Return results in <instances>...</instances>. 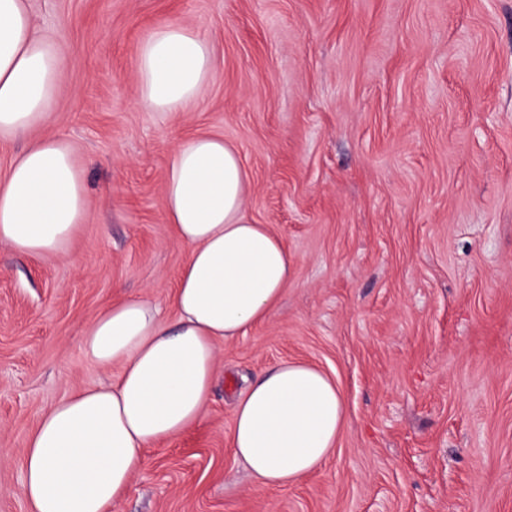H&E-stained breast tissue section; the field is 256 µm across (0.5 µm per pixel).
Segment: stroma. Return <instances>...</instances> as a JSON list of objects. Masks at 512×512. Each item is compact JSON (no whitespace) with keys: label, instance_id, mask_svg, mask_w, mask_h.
Returning a JSON list of instances; mask_svg holds the SVG:
<instances>
[{"label":"stroma","instance_id":"obj_1","mask_svg":"<svg viewBox=\"0 0 512 512\" xmlns=\"http://www.w3.org/2000/svg\"><path fill=\"white\" fill-rule=\"evenodd\" d=\"M67 63L49 130L88 209L67 256L0 248V512H28L40 415L114 378L82 331L119 298L166 303L188 257L163 206L173 147L235 144L246 217L292 277L266 322L218 346L195 427L146 449L117 512H512V0H27ZM177 20L220 75L189 112L137 104L136 51ZM288 359L337 383L323 468L279 489L236 459L235 405Z\"/></svg>","mask_w":512,"mask_h":512}]
</instances>
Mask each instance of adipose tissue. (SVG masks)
<instances>
[{
  "instance_id": "obj_1",
  "label": "adipose tissue",
  "mask_w": 512,
  "mask_h": 512,
  "mask_svg": "<svg viewBox=\"0 0 512 512\" xmlns=\"http://www.w3.org/2000/svg\"><path fill=\"white\" fill-rule=\"evenodd\" d=\"M66 59L35 28L25 0H0V139L53 120ZM139 106L194 109L219 76L210 43L177 21L158 25L137 51ZM248 174L236 146L200 134L178 142L164 177V209L190 248L169 296L174 322L145 298L107 306L83 328L82 349L114 382L79 389L39 418L21 452L29 512H115L143 451L193 428L216 381L217 344L265 322L292 276L288 251L244 214ZM87 212L73 146L41 137L0 178V246L24 258L66 255ZM344 427L335 381L300 360L260 374L234 412L231 446L265 487L318 470Z\"/></svg>"
}]
</instances>
